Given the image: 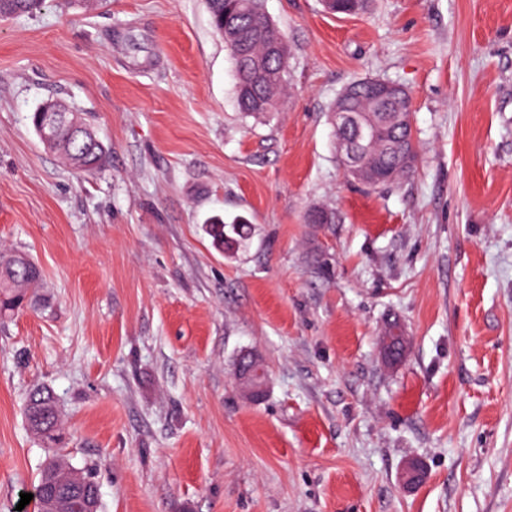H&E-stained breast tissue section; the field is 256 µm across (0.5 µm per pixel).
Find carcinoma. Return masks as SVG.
Segmentation results:
<instances>
[{"label":"carcinoma","mask_w":512,"mask_h":512,"mask_svg":"<svg viewBox=\"0 0 512 512\" xmlns=\"http://www.w3.org/2000/svg\"><path fill=\"white\" fill-rule=\"evenodd\" d=\"M44 0H0V18L33 14ZM213 29L224 37V47L235 64V94L238 107L247 116L271 118L279 111L288 88L287 37L268 17L264 0H207ZM368 0H335L331 13L356 15L367 9ZM344 107L357 117H372L378 123L376 133L359 138L356 151L359 160L370 166L374 177L371 187L393 184L413 172L407 165L409 155L417 154L412 129L396 125L385 115L386 107L373 101L367 80H355L337 97L331 111ZM50 151L78 174L104 168L110 159V147L97 134L78 137L66 126H60ZM249 227L244 220L226 225L221 217L209 224V234L222 246L224 238L244 239ZM43 273L27 253L0 246V319L8 318L23 304L39 301ZM30 432L54 453L43 462L36 489V512H87L88 505L73 492L76 479L94 483L93 468H77L66 459L59 445L63 440V422L53 393L41 388L30 394L25 409Z\"/></svg>","instance_id":"1"}]
</instances>
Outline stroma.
Instances as JSON below:
<instances>
[{"label": "stroma", "mask_w": 512, "mask_h": 512, "mask_svg": "<svg viewBox=\"0 0 512 512\" xmlns=\"http://www.w3.org/2000/svg\"><path fill=\"white\" fill-rule=\"evenodd\" d=\"M265 10L289 52L270 119L239 112L206 0L0 19V245L44 274L39 306L0 320V512H33L36 387L100 512H512V0ZM362 77L407 89L419 151L376 189L339 166L330 114ZM49 98L85 114L106 167L44 148ZM316 206L335 223H305ZM215 215L247 220L233 250ZM245 353L269 375L251 404ZM228 229L226 230L225 228ZM249 227L243 219H237L236 224H224V219L221 217L214 218L209 224V234L212 236L214 241L224 246V237L228 239L236 240L235 237L230 234L236 235L240 240L244 239L248 235Z\"/></svg>", "instance_id": "1"}]
</instances>
